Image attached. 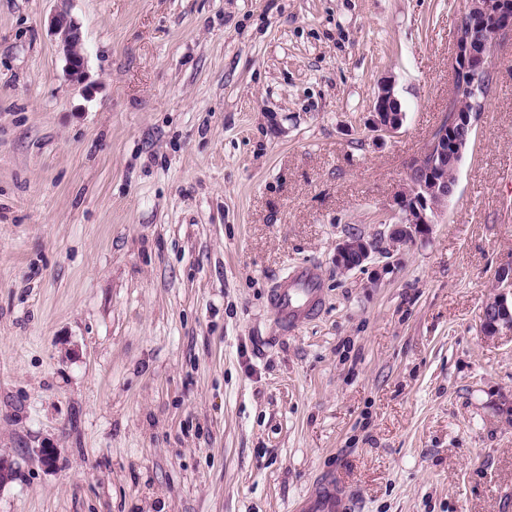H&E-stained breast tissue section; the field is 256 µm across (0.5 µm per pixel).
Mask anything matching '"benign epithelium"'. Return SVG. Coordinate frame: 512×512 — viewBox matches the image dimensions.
<instances>
[{
  "label": "benign epithelium",
  "instance_id": "obj_1",
  "mask_svg": "<svg viewBox=\"0 0 512 512\" xmlns=\"http://www.w3.org/2000/svg\"><path fill=\"white\" fill-rule=\"evenodd\" d=\"M51 34L57 36L68 76L78 80L85 72L86 57L82 52L79 25L67 15L52 17ZM512 32V0H469L455 29L454 94L448 102L446 128L434 132L423 153L431 156L426 167L407 163L408 175L419 173V184L403 189L393 201L397 222L393 239L411 243L416 236L429 231L438 223L443 205L454 191L445 171L448 162L459 160L471 143L477 124L490 94L495 51L500 37ZM397 100L391 83H382L375 97L369 127L371 131L392 136L402 128L404 112H395ZM371 256V245L364 238L350 235L336 246L333 261L336 267L352 270ZM484 335L512 333V265L498 271L497 292L481 313Z\"/></svg>",
  "mask_w": 512,
  "mask_h": 512
}]
</instances>
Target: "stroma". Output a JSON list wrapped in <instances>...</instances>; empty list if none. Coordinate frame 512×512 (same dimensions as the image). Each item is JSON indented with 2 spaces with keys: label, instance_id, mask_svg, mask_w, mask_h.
Returning <instances> with one entry per match:
<instances>
[{
  "label": "stroma",
  "instance_id": "stroma-1",
  "mask_svg": "<svg viewBox=\"0 0 512 512\" xmlns=\"http://www.w3.org/2000/svg\"><path fill=\"white\" fill-rule=\"evenodd\" d=\"M465 2L0 0V512H293L329 472L354 512H512V335L480 319L512 262V34L438 224L400 245L388 211ZM300 265L320 307L288 329ZM51 34L57 36L59 49L65 60L68 76L79 80L85 72L86 57L82 52V34L79 25L66 14L52 17ZM394 101L400 104L393 85L389 82L381 83L369 119L371 131L380 133L378 135L392 136L402 128L404 112L401 109L398 112L393 111L392 104ZM371 250L370 243L364 238L350 235L337 244L333 261L340 269L352 270L369 260ZM316 288L314 271L307 267L298 268L288 286L274 294V312L284 324L292 326L312 311Z\"/></svg>",
  "mask_w": 512,
  "mask_h": 512
}]
</instances>
